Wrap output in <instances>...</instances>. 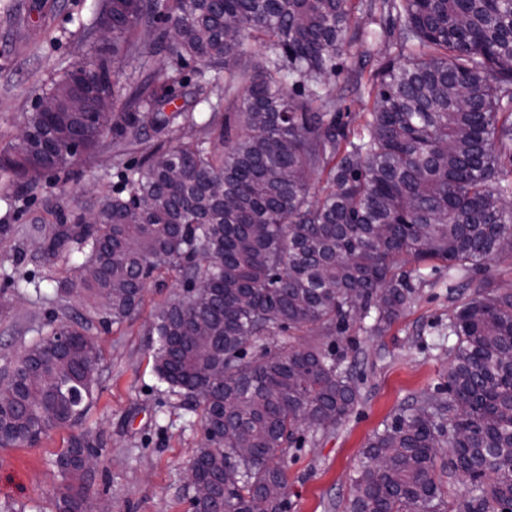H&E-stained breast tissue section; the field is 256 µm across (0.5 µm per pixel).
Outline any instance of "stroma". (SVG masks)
Instances as JSON below:
<instances>
[{
    "instance_id": "1",
    "label": "stroma",
    "mask_w": 512,
    "mask_h": 512,
    "mask_svg": "<svg viewBox=\"0 0 512 512\" xmlns=\"http://www.w3.org/2000/svg\"><path fill=\"white\" fill-rule=\"evenodd\" d=\"M98 0H0V138L16 135L42 85L61 75L84 51L80 36L94 25ZM28 19L17 24L15 13ZM144 157L132 147L114 157L104 137L94 157H79L68 172L51 174L33 196L0 184V225L33 218L55 223L48 203L70 199L93 204L124 190L123 174ZM68 264H47L25 245L0 247V367L45 332L56 311L94 322L103 354L94 403L80 421L54 429L34 446L0 448V512H55L57 454L73 435L103 436L107 445L89 479L92 494L112 512H189L185 476L202 444L201 411L161 385L152 368L150 323L154 311L180 292L176 282L147 284L141 310L127 321L99 327L100 313L76 298L54 295ZM448 272L429 275L412 307L391 328L370 336L350 328L331 346L357 378L361 399L334 430L303 432L288 448L285 512H347L350 480L364 461L373 433L402 407L446 389L448 371Z\"/></svg>"
}]
</instances>
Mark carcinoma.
<instances>
[{"mask_svg":"<svg viewBox=\"0 0 512 512\" xmlns=\"http://www.w3.org/2000/svg\"><path fill=\"white\" fill-rule=\"evenodd\" d=\"M104 20L112 56L91 46L41 94L67 96L79 70L113 95L124 55L145 67L169 53L202 65L192 104L170 108L164 85L179 77L158 70L125 111L92 123L29 112L0 146V174L34 194L73 163L72 145L89 158L108 130L124 146L155 134L125 174L127 196L98 197L97 224L80 223L72 200L68 217L38 228L41 255H78L77 275L55 292L102 307L107 325L139 311L150 278L204 285L155 311L154 371L201 409L218 447L198 449V477L217 482L224 512H251L256 497L283 512L285 449L305 427H336L358 398L323 340L352 321L382 334L439 263L457 288L448 399L426 395L373 435L349 512H445V474L470 482L464 512L512 510V289L479 276L512 240V0H100ZM375 39L394 59L375 67L350 55ZM254 43L261 58L245 64ZM342 72L345 86L327 85ZM348 92L371 100L357 129L341 112ZM224 101L240 128L228 141ZM315 176L326 178L319 196ZM200 321L208 345L193 338ZM313 329L315 342L254 359L239 347L241 336ZM100 361L86 324L53 316L0 371V447L78 420ZM104 447L81 434L57 455L56 512H80Z\"/></svg>","mask_w":512,"mask_h":512,"instance_id":"cac0c4a2","label":"carcinoma"}]
</instances>
